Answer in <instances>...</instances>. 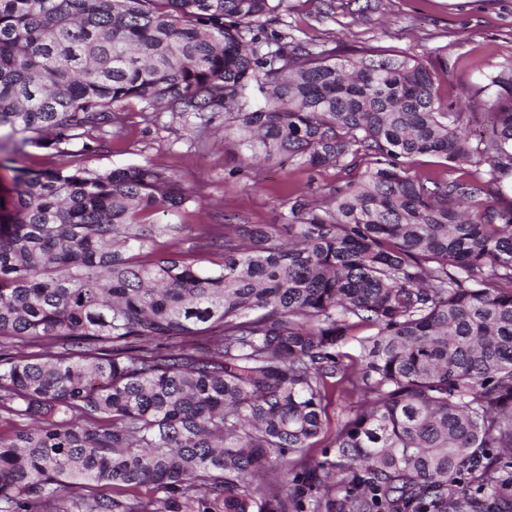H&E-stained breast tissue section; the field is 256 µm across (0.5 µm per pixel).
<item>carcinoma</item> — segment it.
<instances>
[{"mask_svg": "<svg viewBox=\"0 0 512 512\" xmlns=\"http://www.w3.org/2000/svg\"><path fill=\"white\" fill-rule=\"evenodd\" d=\"M285 2L0 0L18 157L138 101L222 114L266 160L365 166L286 224L224 225L207 265L160 242L174 175L16 169L0 512H512V206L483 200L512 170V64L482 75L473 141L447 54L290 47L265 31ZM422 157L458 176L410 175ZM343 383L362 401L306 464Z\"/></svg>", "mask_w": 512, "mask_h": 512, "instance_id": "cac0c4a2", "label": "carcinoma"}]
</instances>
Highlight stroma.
Masks as SVG:
<instances>
[{
    "instance_id": "stroma-1",
    "label": "stroma",
    "mask_w": 512,
    "mask_h": 512,
    "mask_svg": "<svg viewBox=\"0 0 512 512\" xmlns=\"http://www.w3.org/2000/svg\"><path fill=\"white\" fill-rule=\"evenodd\" d=\"M274 31L316 49L336 39V55L359 48L416 52L429 57L443 48L457 64L441 87L442 98L467 103L479 100L482 73L512 61V0H373L358 12L348 0H286ZM124 127L113 137L92 130L81 138L31 150L18 159L7 131H0V197L13 187V167L33 170L86 168L109 170L152 164L175 174L188 202L177 216L181 230L169 240L171 251L213 258L194 231L198 224H284L289 203L302 193L342 181L343 170L278 162H253L237 137L225 134L223 118L206 121L173 112H144L132 103L123 114Z\"/></svg>"
}]
</instances>
